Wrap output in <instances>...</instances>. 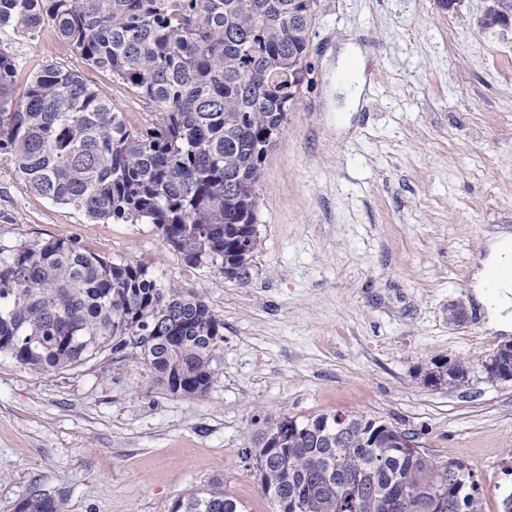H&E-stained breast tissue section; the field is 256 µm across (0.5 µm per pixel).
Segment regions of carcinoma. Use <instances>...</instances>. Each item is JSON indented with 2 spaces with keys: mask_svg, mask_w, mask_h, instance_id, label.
<instances>
[{
  "mask_svg": "<svg viewBox=\"0 0 512 512\" xmlns=\"http://www.w3.org/2000/svg\"><path fill=\"white\" fill-rule=\"evenodd\" d=\"M317 0H0V29L50 20L91 66L153 109L131 129L108 93L54 63L16 98L0 49V160L26 187L92 221L154 224L191 267L249 270L259 246L258 186L294 104ZM512 0H484L480 28L506 27ZM224 323L141 261L116 263L74 238L0 240V353L60 370L131 346L151 381L200 398ZM270 425L245 449L275 512H482L480 480L458 460L402 446L377 419L310 415ZM22 512H61L35 494ZM172 512H243L224 490L192 491Z\"/></svg>",
  "mask_w": 512,
  "mask_h": 512,
  "instance_id": "cac0c4a2",
  "label": "carcinoma"
}]
</instances>
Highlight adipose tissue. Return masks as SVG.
Segmentation results:
<instances>
[{
  "instance_id": "ef3b65f1",
  "label": "adipose tissue",
  "mask_w": 512,
  "mask_h": 512,
  "mask_svg": "<svg viewBox=\"0 0 512 512\" xmlns=\"http://www.w3.org/2000/svg\"><path fill=\"white\" fill-rule=\"evenodd\" d=\"M496 276V291L489 304L493 327L512 330V239H498L474 274L476 288H485L489 276Z\"/></svg>"
}]
</instances>
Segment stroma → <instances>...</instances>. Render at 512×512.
<instances>
[{
  "instance_id": "obj_1",
  "label": "stroma",
  "mask_w": 512,
  "mask_h": 512,
  "mask_svg": "<svg viewBox=\"0 0 512 512\" xmlns=\"http://www.w3.org/2000/svg\"><path fill=\"white\" fill-rule=\"evenodd\" d=\"M483 0H318L311 81L264 164L260 244L239 284L189 267L152 224L94 222L39 196L0 161V239L78 238L111 260L144 261L224 324L202 398L154 385L111 353L44 372L0 356V512L49 492L63 512H171L218 487L245 512H274L243 454L283 417L355 413L416 433L483 486V512L512 491V381L475 368L461 386L425 380L432 361L472 362L512 332L489 325L473 263L512 234V34L478 25ZM369 54L357 111L331 65L345 38ZM16 84L53 63L103 88L137 129L150 109L44 25L0 31ZM464 303L468 320L449 322Z\"/></svg>"
}]
</instances>
